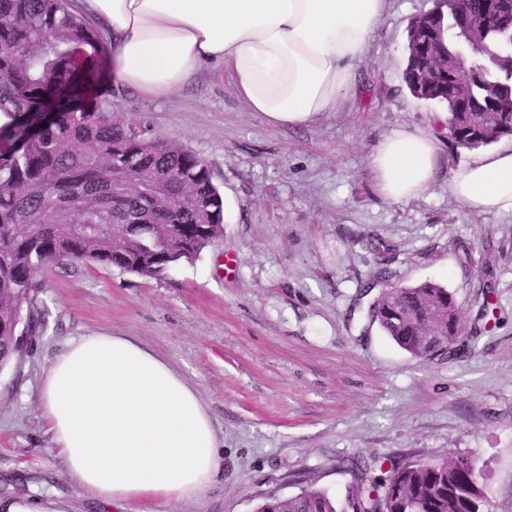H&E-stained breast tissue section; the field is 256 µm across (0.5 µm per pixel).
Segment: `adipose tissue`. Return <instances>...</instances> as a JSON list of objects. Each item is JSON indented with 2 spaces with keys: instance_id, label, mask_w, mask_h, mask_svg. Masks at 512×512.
<instances>
[{
  "instance_id": "1",
  "label": "adipose tissue",
  "mask_w": 512,
  "mask_h": 512,
  "mask_svg": "<svg viewBox=\"0 0 512 512\" xmlns=\"http://www.w3.org/2000/svg\"><path fill=\"white\" fill-rule=\"evenodd\" d=\"M112 36V82L148 98L219 64L236 95L273 126L300 127L355 91L385 0H76ZM439 165L435 135L400 129L369 157L380 194L424 195ZM470 212L512 213V143L453 170ZM40 411L69 477L108 506L199 499L219 471V441L195 388L128 336L69 338L51 363Z\"/></svg>"
}]
</instances>
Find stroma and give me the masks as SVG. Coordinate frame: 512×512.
<instances>
[{
	"label": "stroma",
	"mask_w": 512,
	"mask_h": 512,
	"mask_svg": "<svg viewBox=\"0 0 512 512\" xmlns=\"http://www.w3.org/2000/svg\"><path fill=\"white\" fill-rule=\"evenodd\" d=\"M434 0H387L355 67L356 92L305 127L273 126L203 66L173 96L114 88L97 100L208 163L228 207L224 235L161 278L65 264L45 278L48 324L0 371V503L40 512H119L66 474L39 410L65 340L131 336L193 385L224 444L200 499L151 512H255L313 486L342 493L354 460L468 458L487 466L488 512H512V214L469 212L448 191L473 152L436 129L441 107L402 80L407 28ZM435 130L441 172L419 199L382 198L368 164L402 129ZM392 281L443 284L467 323L452 357L422 361L369 323L372 240ZM490 306L495 323L479 316Z\"/></svg>",
	"instance_id": "1"
}]
</instances>
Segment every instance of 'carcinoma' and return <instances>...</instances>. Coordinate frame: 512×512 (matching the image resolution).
Listing matches in <instances>:
<instances>
[{
  "label": "carcinoma",
  "mask_w": 512,
  "mask_h": 512,
  "mask_svg": "<svg viewBox=\"0 0 512 512\" xmlns=\"http://www.w3.org/2000/svg\"><path fill=\"white\" fill-rule=\"evenodd\" d=\"M440 0L421 17L422 40L444 60L418 85L407 52L402 79L417 98L447 108L452 146L476 149L512 135V112H494L492 91L512 95V0ZM480 17L472 33L458 15ZM100 34L68 0H0V364L22 356L17 337L43 334L45 276L59 264H101L159 278L194 261L224 232V198L207 161L151 133L117 109L78 100L101 64ZM374 281L389 278L391 252L377 243ZM366 317L402 350L429 361L451 356L465 332L453 293L430 280L384 288ZM360 478L337 497L307 487L269 496L255 512H483V469L464 458L353 464Z\"/></svg>",
  "instance_id": "obj_1"
}]
</instances>
